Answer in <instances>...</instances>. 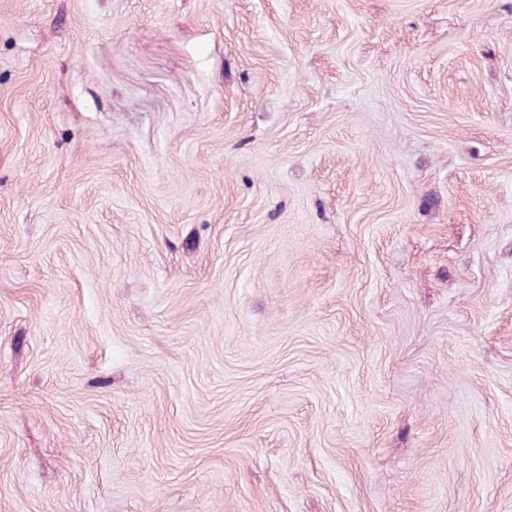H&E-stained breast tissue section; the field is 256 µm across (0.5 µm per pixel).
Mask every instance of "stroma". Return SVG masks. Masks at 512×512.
<instances>
[{
    "instance_id": "stroma-1",
    "label": "stroma",
    "mask_w": 512,
    "mask_h": 512,
    "mask_svg": "<svg viewBox=\"0 0 512 512\" xmlns=\"http://www.w3.org/2000/svg\"><path fill=\"white\" fill-rule=\"evenodd\" d=\"M0 512H512V0H0Z\"/></svg>"
}]
</instances>
